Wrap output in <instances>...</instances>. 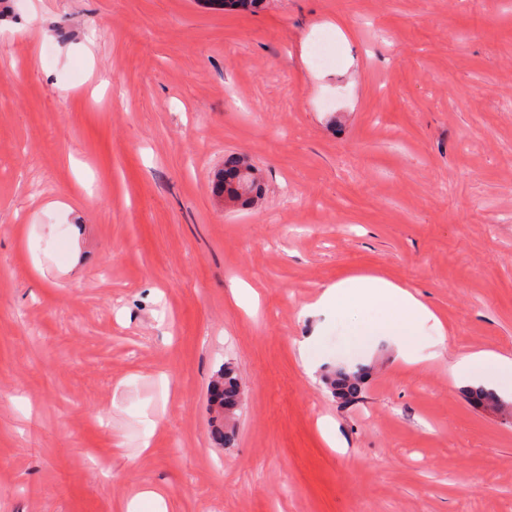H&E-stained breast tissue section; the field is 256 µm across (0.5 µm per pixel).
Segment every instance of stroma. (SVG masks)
<instances>
[{
  "label": "stroma",
  "instance_id": "35a3bbf8",
  "mask_svg": "<svg viewBox=\"0 0 512 512\" xmlns=\"http://www.w3.org/2000/svg\"><path fill=\"white\" fill-rule=\"evenodd\" d=\"M355 276L435 313L412 361L355 342L378 308L304 315ZM479 351L512 357V0H0V512H512ZM241 181L236 155H228L224 159V172L218 185L214 184L215 191L220 190L234 194ZM455 377H477L494 371L501 378L512 380V359L492 352L480 351L458 358L451 366ZM240 385L238 369L230 363L224 365L210 385V404L211 401L219 402L224 407L223 414L217 413L219 416H224L225 423H227V429L224 430L222 426L221 431L224 445H231L235 440V429L230 422L241 406ZM327 373L323 376L325 385L337 400L352 403L361 398L368 378L366 370H348L342 367Z\"/></svg>",
  "mask_w": 512,
  "mask_h": 512
}]
</instances>
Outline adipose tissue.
Masks as SVG:
<instances>
[{
    "instance_id": "ef3b65f1",
    "label": "adipose tissue",
    "mask_w": 512,
    "mask_h": 512,
    "mask_svg": "<svg viewBox=\"0 0 512 512\" xmlns=\"http://www.w3.org/2000/svg\"><path fill=\"white\" fill-rule=\"evenodd\" d=\"M366 305L382 307L385 315L381 320L354 326V335L391 337L400 355L405 357L414 345L417 323L433 317L431 310L413 293L373 276L352 277L324 288L306 305L305 311L313 316L327 313L339 316ZM451 370L457 377L471 378L493 371L506 379L512 377V358L480 351L458 358Z\"/></svg>"
}]
</instances>
